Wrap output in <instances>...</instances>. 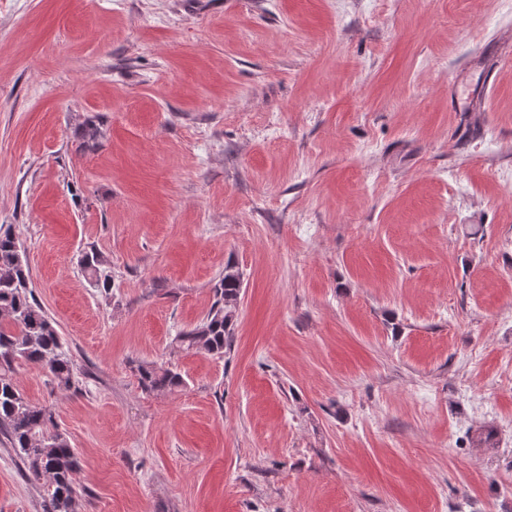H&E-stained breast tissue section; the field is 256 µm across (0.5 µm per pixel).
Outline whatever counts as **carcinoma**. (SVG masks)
Listing matches in <instances>:
<instances>
[{
  "instance_id": "1",
  "label": "carcinoma",
  "mask_w": 512,
  "mask_h": 512,
  "mask_svg": "<svg viewBox=\"0 0 512 512\" xmlns=\"http://www.w3.org/2000/svg\"><path fill=\"white\" fill-rule=\"evenodd\" d=\"M80 263L94 287L110 290L111 275L96 252L84 253ZM241 292V274L225 267L214 285L207 315L175 340L186 350L223 355L231 347ZM20 361L41 367L54 388L66 391L75 385L65 341L34 296L23 244L6 228L0 229V437L14 449L29 475L45 480L46 512H76L75 449L66 437L49 430L53 411L32 404L19 389L13 374ZM137 372L139 385L147 392L185 384L181 373L153 364H141Z\"/></svg>"
}]
</instances>
